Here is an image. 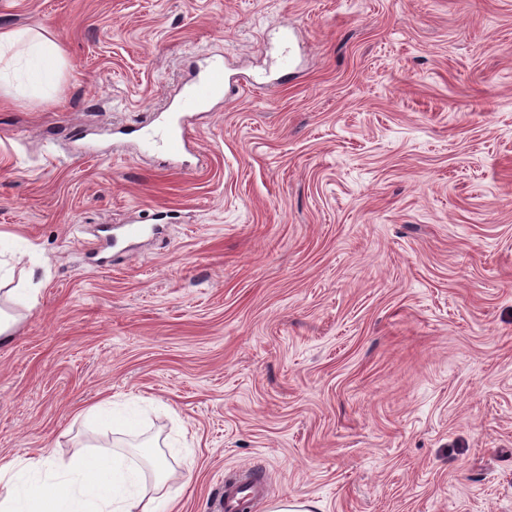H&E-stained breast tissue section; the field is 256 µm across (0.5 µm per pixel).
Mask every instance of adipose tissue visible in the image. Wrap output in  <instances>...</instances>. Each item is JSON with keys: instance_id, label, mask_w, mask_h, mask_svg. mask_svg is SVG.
Returning a JSON list of instances; mask_svg holds the SVG:
<instances>
[{"instance_id": "ef3b65f1", "label": "adipose tissue", "mask_w": 512, "mask_h": 512, "mask_svg": "<svg viewBox=\"0 0 512 512\" xmlns=\"http://www.w3.org/2000/svg\"><path fill=\"white\" fill-rule=\"evenodd\" d=\"M0 62L20 65L25 96L44 97L57 87L65 57L47 35L0 29ZM87 413L111 429V448L81 449L53 462L41 453L0 466V512H175L192 475L182 476L176 491H167L169 452L156 441L138 453L125 447V437L139 430L135 413L112 411L103 402Z\"/></svg>"}]
</instances>
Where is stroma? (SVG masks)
<instances>
[{
    "label": "stroma",
    "instance_id": "35a3bbf8",
    "mask_svg": "<svg viewBox=\"0 0 512 512\" xmlns=\"http://www.w3.org/2000/svg\"><path fill=\"white\" fill-rule=\"evenodd\" d=\"M53 38L49 99L0 103V464L139 404L182 512H512V0H0ZM299 67L261 86L277 31ZM246 77L191 169L139 154L196 62ZM160 238L88 258L134 215ZM39 302L15 296L26 273ZM248 473L239 477L236 486L225 489L223 497L217 501V512H244L250 510L254 500L265 494V487L261 482L253 481Z\"/></svg>",
    "mask_w": 512,
    "mask_h": 512
}]
</instances>
